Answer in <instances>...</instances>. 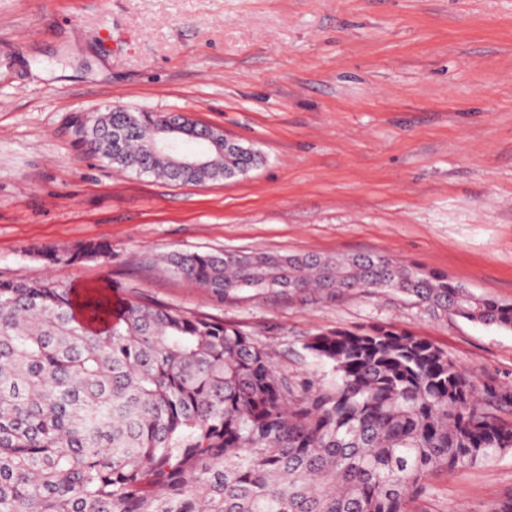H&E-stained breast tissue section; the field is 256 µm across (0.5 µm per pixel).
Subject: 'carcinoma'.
Here are the masks:
<instances>
[{"label": "carcinoma", "instance_id": "1", "mask_svg": "<svg viewBox=\"0 0 512 512\" xmlns=\"http://www.w3.org/2000/svg\"><path fill=\"white\" fill-rule=\"evenodd\" d=\"M161 124L180 125L171 149ZM210 130L181 113L95 112L77 143L120 168L183 184L231 179L253 148L211 149L179 166ZM105 241L49 250L52 263L107 257ZM256 269L237 253L181 252L160 262L222 298L320 288L330 296L395 290L469 322L512 330V304L386 254L281 255ZM331 377L300 383L274 353L207 314L151 301L112 306L96 290L0 280V512H405L436 468L489 465L512 450V386L480 385L448 352L380 325L319 330L305 342Z\"/></svg>", "mask_w": 512, "mask_h": 512}]
</instances>
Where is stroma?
Here are the masks:
<instances>
[{"label":"stroma","mask_w":512,"mask_h":512,"mask_svg":"<svg viewBox=\"0 0 512 512\" xmlns=\"http://www.w3.org/2000/svg\"><path fill=\"white\" fill-rule=\"evenodd\" d=\"M182 113L263 164L206 184L136 176L80 148L77 118ZM103 240L108 259L41 250ZM384 253L512 304V0H0V279L104 287L208 314L300 381L317 330L384 325L512 385V330L398 292L219 298L158 252ZM512 451L434 473L407 512H491Z\"/></svg>","instance_id":"obj_1"}]
</instances>
